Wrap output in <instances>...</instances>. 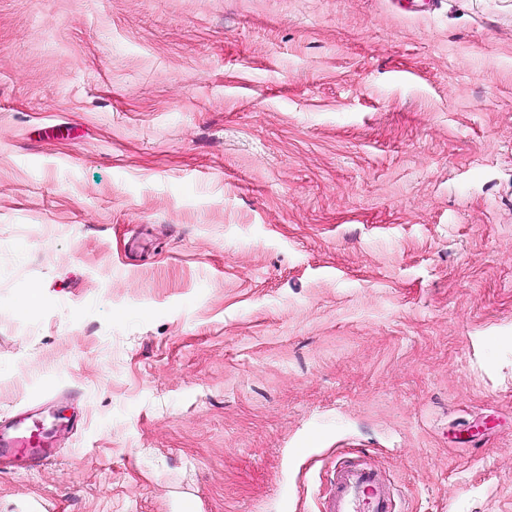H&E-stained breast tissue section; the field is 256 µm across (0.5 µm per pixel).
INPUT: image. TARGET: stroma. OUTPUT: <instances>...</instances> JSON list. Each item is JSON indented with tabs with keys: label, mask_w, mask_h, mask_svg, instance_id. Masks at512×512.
Wrapping results in <instances>:
<instances>
[{
	"label": "stroma",
	"mask_w": 512,
	"mask_h": 512,
	"mask_svg": "<svg viewBox=\"0 0 512 512\" xmlns=\"http://www.w3.org/2000/svg\"><path fill=\"white\" fill-rule=\"evenodd\" d=\"M28 410L0 512H512V0H0ZM53 451L52 433L38 421L23 418L0 425V458L43 460ZM394 488L366 463L338 459L318 512H401Z\"/></svg>",
	"instance_id": "35a3bbf8"
}]
</instances>
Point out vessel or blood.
Masks as SVG:
<instances>
[{"instance_id":"b4317fda","label":"vessel or blood","mask_w":512,"mask_h":512,"mask_svg":"<svg viewBox=\"0 0 512 512\" xmlns=\"http://www.w3.org/2000/svg\"><path fill=\"white\" fill-rule=\"evenodd\" d=\"M53 451L52 434L38 421L23 418L0 425V458L43 460ZM319 512H400V500L376 469L341 458L331 469Z\"/></svg>"}]
</instances>
